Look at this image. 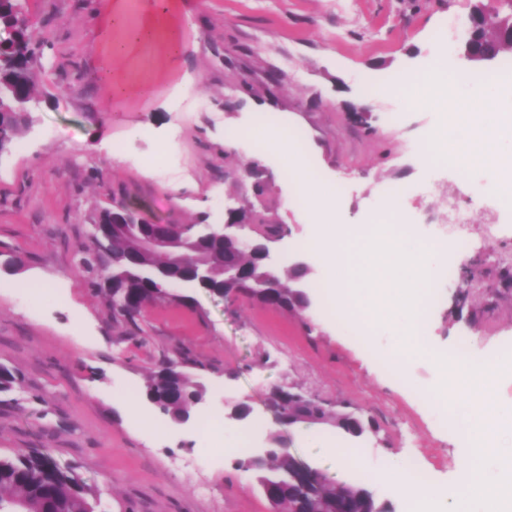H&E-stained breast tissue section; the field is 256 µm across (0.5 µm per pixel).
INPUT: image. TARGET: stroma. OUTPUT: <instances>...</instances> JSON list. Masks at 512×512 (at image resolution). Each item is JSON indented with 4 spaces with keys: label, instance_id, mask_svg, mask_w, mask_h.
<instances>
[{
    "label": "stroma",
    "instance_id": "35a3bbf8",
    "mask_svg": "<svg viewBox=\"0 0 512 512\" xmlns=\"http://www.w3.org/2000/svg\"><path fill=\"white\" fill-rule=\"evenodd\" d=\"M143 2L27 0L47 47L35 64L40 103L0 153V364L16 377L0 393V456L50 449L93 487L99 512H269L224 438L240 403L275 429L268 396L290 388L374 420L354 444L369 467L352 477L405 512L381 476L391 459L456 479L460 438L426 399L446 386L439 359L463 342L486 357L512 348V208L473 199L460 228L473 251L431 254L438 301L400 384L369 353L404 345L416 294L399 282L386 284L392 311L365 346L324 316L320 266L302 313L179 284L131 322L77 262L96 214L124 202L163 224L244 212L245 235L285 272L316 229L279 153L238 139L251 125L301 133L309 165L342 189L340 227L367 223L388 185L432 183L397 207L424 234L460 176L450 165L431 170L410 146L446 116L419 92L401 101L375 89L423 73L437 32L495 0H166L153 13ZM452 273L475 287L449 284ZM34 283L42 293H30ZM170 363L203 385L197 419L207 432L175 426L145 400L150 377ZM345 443L320 425L293 452L331 476L328 451Z\"/></svg>",
    "mask_w": 512,
    "mask_h": 512
}]
</instances>
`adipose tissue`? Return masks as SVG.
I'll list each match as a JSON object with an SVG mask.
<instances>
[{"mask_svg": "<svg viewBox=\"0 0 512 512\" xmlns=\"http://www.w3.org/2000/svg\"><path fill=\"white\" fill-rule=\"evenodd\" d=\"M429 92L439 107L448 110L455 122L472 131L467 140L453 147L448 145L445 134H438L436 155L447 159L461 171L479 166L501 167L502 146L512 144V113L499 111L494 94L485 93L480 100L465 93L452 98L437 84L430 86ZM272 147L284 157L289 175L307 184L305 211L317 227V240L311 254L316 262L334 271L337 311L340 316H347L352 308L361 304L352 283L357 274V257L365 244L353 232L337 233L334 224L335 196L307 183L303 158L291 142L285 136L276 135L272 138ZM431 270L422 251L414 252L395 242L384 260L373 268L368 286L376 290L395 277L407 285L423 280Z\"/></svg>", "mask_w": 512, "mask_h": 512, "instance_id": "1", "label": "adipose tissue"}]
</instances>
